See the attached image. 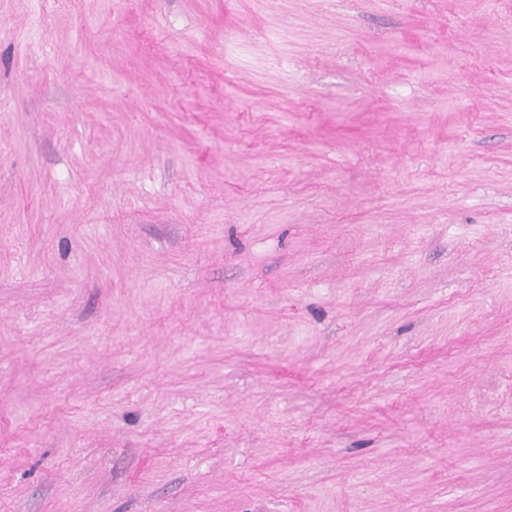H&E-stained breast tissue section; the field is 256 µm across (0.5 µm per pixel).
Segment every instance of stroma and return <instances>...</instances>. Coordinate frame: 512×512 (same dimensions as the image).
Masks as SVG:
<instances>
[{
    "label": "stroma",
    "instance_id": "obj_1",
    "mask_svg": "<svg viewBox=\"0 0 512 512\" xmlns=\"http://www.w3.org/2000/svg\"><path fill=\"white\" fill-rule=\"evenodd\" d=\"M0 512H512V0H0Z\"/></svg>",
    "mask_w": 512,
    "mask_h": 512
}]
</instances>
